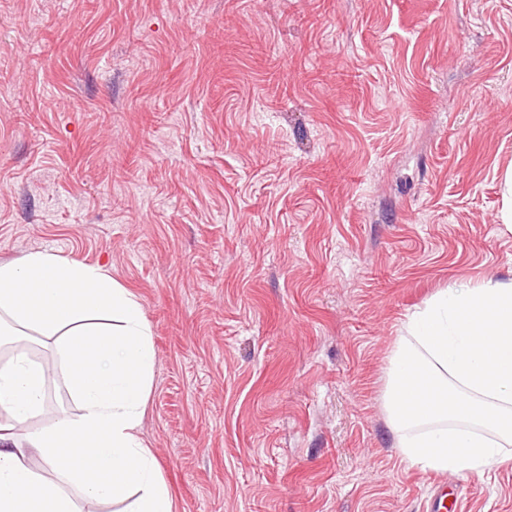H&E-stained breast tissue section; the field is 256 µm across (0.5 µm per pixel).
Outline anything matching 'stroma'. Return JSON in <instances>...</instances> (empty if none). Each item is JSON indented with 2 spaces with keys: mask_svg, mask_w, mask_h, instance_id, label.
I'll list each match as a JSON object with an SVG mask.
<instances>
[{
  "mask_svg": "<svg viewBox=\"0 0 512 512\" xmlns=\"http://www.w3.org/2000/svg\"><path fill=\"white\" fill-rule=\"evenodd\" d=\"M512 0H0V263L140 299L175 512H512L406 467L412 310L512 278Z\"/></svg>",
  "mask_w": 512,
  "mask_h": 512,
  "instance_id": "1",
  "label": "stroma"
}]
</instances>
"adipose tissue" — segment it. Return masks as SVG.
Segmentation results:
<instances>
[{
    "label": "adipose tissue",
    "mask_w": 512,
    "mask_h": 512,
    "mask_svg": "<svg viewBox=\"0 0 512 512\" xmlns=\"http://www.w3.org/2000/svg\"><path fill=\"white\" fill-rule=\"evenodd\" d=\"M51 344L34 359L22 343ZM0 512H84L131 499L174 512L140 437L155 353L138 297L47 251L0 264ZM385 392L403 462L449 475L512 460V280L440 289L412 311ZM76 413L55 411V375Z\"/></svg>",
    "instance_id": "ef3b65f1"
}]
</instances>
